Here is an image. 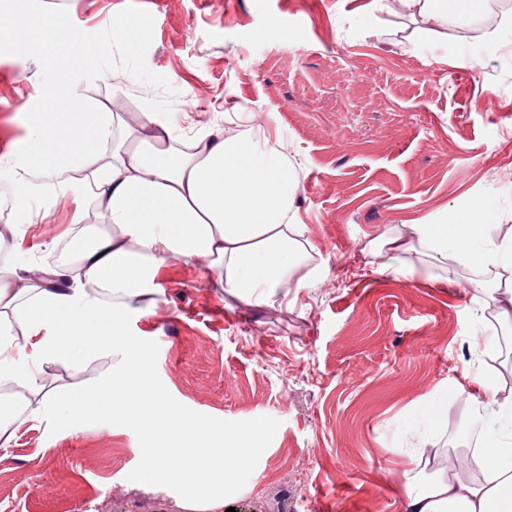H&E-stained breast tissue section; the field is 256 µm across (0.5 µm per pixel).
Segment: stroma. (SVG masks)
I'll return each instance as SVG.
<instances>
[{
	"label": "stroma",
	"mask_w": 512,
	"mask_h": 512,
	"mask_svg": "<svg viewBox=\"0 0 512 512\" xmlns=\"http://www.w3.org/2000/svg\"><path fill=\"white\" fill-rule=\"evenodd\" d=\"M91 42L109 63L74 68L76 90L136 122L180 112L183 129L223 127L241 112L291 144L296 205L315 250L310 288L252 308L174 261L125 325L147 372L190 430L260 427L261 452L225 487L186 500L137 476L140 432L88 418L58 431L51 397L103 386L120 366L105 352L72 363L36 357V387L0 446V512H402L408 448L476 446L495 422L458 433L471 405L479 319L477 268L445 270L421 253L375 258L387 230L441 224L480 206L512 228V32L462 29L487 9L440 23L398 0H29ZM149 12L129 62L113 14ZM55 72L38 50L0 49V155L47 102ZM71 212L49 210L14 241L39 271L70 243ZM448 421L417 423L440 393Z\"/></svg>",
	"instance_id": "1"
}]
</instances>
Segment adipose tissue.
<instances>
[{
  "label": "adipose tissue",
  "mask_w": 512,
  "mask_h": 512,
  "mask_svg": "<svg viewBox=\"0 0 512 512\" xmlns=\"http://www.w3.org/2000/svg\"><path fill=\"white\" fill-rule=\"evenodd\" d=\"M48 26L25 0L0 15V47L36 46L57 75L52 99L26 116L24 145L0 155V172L11 174L16 191V221L0 233V384L34 381L24 346L10 334L15 326L31 339L47 336L61 359L75 346L87 356H119L121 366L106 388L62 396L67 411L59 426L91 415L137 424L140 478L164 481L192 498L223 486L257 456L254 432L227 423L218 429L220 445L201 447L187 439L182 416L142 372L145 350L125 342V323L158 271L175 260L199 264L205 281L254 307L277 291L308 287L298 269L314 246L298 222L288 147L245 112L233 133L200 129L186 149L179 146L171 113L144 112L137 125H128L71 84L75 64L90 53L106 59L109 42L94 49L84 33L67 29L62 37L69 53L63 56L47 36ZM47 186L56 189L48 201L42 196ZM74 198L78 250L68 261L27 275L13 262L9 234L32 223L44 207H63ZM383 242L394 252L425 251L448 268L502 271L496 285L470 283L475 296L497 311L495 323H481L473 339L476 359L485 356L487 337L500 339L512 329V233H495L480 210L461 212L449 224H416L410 236L387 235ZM90 285L111 289L112 302L89 295ZM471 380L466 396L476 419L505 420L508 428L448 457L429 481L420 477L421 451H412L403 512H512V392L492 396L480 364Z\"/></svg>",
  "instance_id": "ef3b65f1"
}]
</instances>
